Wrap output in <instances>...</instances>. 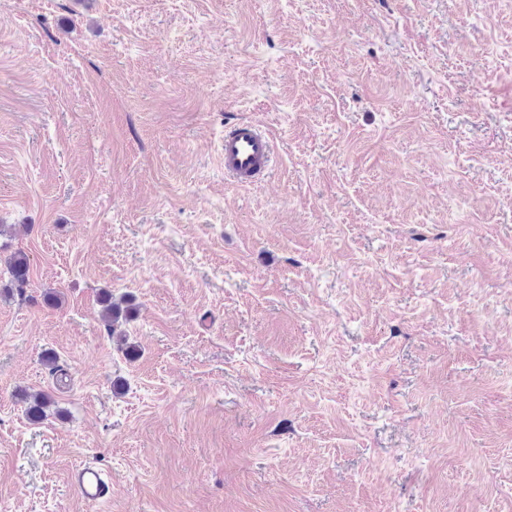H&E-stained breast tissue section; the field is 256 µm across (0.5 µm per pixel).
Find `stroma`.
<instances>
[{
    "label": "stroma",
    "instance_id": "35a3bbf8",
    "mask_svg": "<svg viewBox=\"0 0 512 512\" xmlns=\"http://www.w3.org/2000/svg\"><path fill=\"white\" fill-rule=\"evenodd\" d=\"M0 224V512H512V0H0ZM275 156L272 135L258 123L240 119L224 132V176L240 187L261 183ZM4 274H8V281L3 288L12 292L23 293L30 283V258L23 251H17L5 260ZM103 309L101 317L107 325V330L111 333L113 338H116L117 346L125 351L127 356H132L135 346L128 343L127 336L121 330V323L123 319L126 321L132 313V307L127 300H120L119 302L112 301V295H108L103 301ZM126 304L125 306H122ZM26 399L29 400L27 415L33 421L43 420L47 411L56 403L50 393L42 390L27 394ZM71 482L80 497L90 505L112 498V477L101 467L84 464L72 472Z\"/></svg>",
    "mask_w": 512,
    "mask_h": 512
}]
</instances>
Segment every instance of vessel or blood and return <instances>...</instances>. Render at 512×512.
I'll return each mask as SVG.
<instances>
[{
    "label": "vessel or blood",
    "mask_w": 512,
    "mask_h": 512,
    "mask_svg": "<svg viewBox=\"0 0 512 512\" xmlns=\"http://www.w3.org/2000/svg\"><path fill=\"white\" fill-rule=\"evenodd\" d=\"M274 156L272 135L252 120H238L224 133V176L239 186L261 183L272 168ZM71 482L88 504L96 505L112 496V477L101 467L82 465L72 472Z\"/></svg>",
    "instance_id": "1"
}]
</instances>
